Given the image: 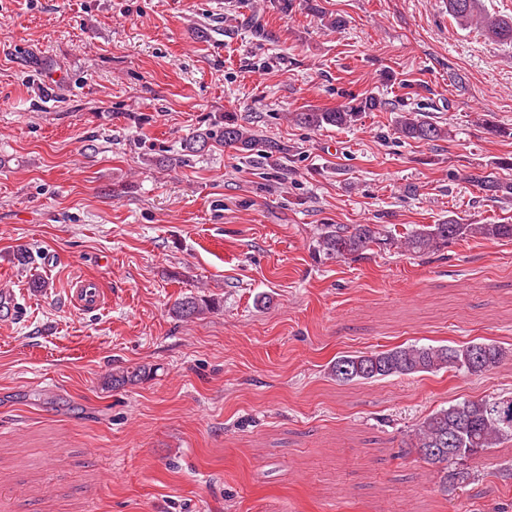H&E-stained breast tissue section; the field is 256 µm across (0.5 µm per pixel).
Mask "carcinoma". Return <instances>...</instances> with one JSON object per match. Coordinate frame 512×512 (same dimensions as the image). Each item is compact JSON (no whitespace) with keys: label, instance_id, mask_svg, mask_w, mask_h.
Listing matches in <instances>:
<instances>
[{"label":"carcinoma","instance_id":"1","mask_svg":"<svg viewBox=\"0 0 512 512\" xmlns=\"http://www.w3.org/2000/svg\"><path fill=\"white\" fill-rule=\"evenodd\" d=\"M480 0H448V15L463 29L476 28L488 38L512 43V17L490 16L479 8ZM383 102L373 94L354 98L336 109L313 112H293L290 119L297 125L318 130L325 126L348 127L364 112L382 108ZM395 130L407 141L432 144L448 138V128L439 125L418 110H401L395 118ZM219 139L224 147L238 154H248L261 147L266 158L276 161L286 148L277 140L260 139L231 117L224 124L188 137L183 151L202 152L209 140ZM480 188L490 197L512 195V183L494 176L480 180ZM512 240L511 224H464L448 217L439 224H422L397 234L385 224H354L341 226L325 224L316 238L315 251L326 259H357L375 248L398 249L418 255L435 253L465 239ZM213 302L187 296L177 303L173 313L189 318L211 308ZM506 356L496 342L473 340L461 345H398L393 348L341 355L330 368L338 383L376 381L389 377L415 376L452 370L464 375H481L496 367ZM149 376L146 368L136 367L112 375L114 388ZM512 441V398L486 396L465 399L441 407L420 420L412 430L407 448L417 453L423 448H454L460 458L467 460L481 455L504 441ZM421 460L438 467L440 486L446 492L455 491L469 480L465 468L448 465V458L423 456Z\"/></svg>","mask_w":512,"mask_h":512}]
</instances>
